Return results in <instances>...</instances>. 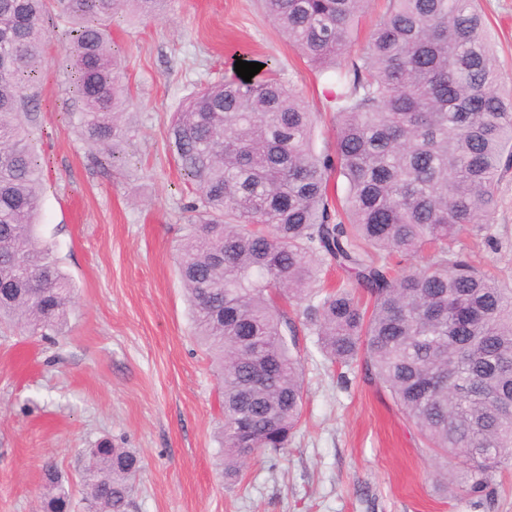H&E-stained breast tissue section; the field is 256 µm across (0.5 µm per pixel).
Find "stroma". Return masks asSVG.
<instances>
[{"mask_svg":"<svg viewBox=\"0 0 512 512\" xmlns=\"http://www.w3.org/2000/svg\"><path fill=\"white\" fill-rule=\"evenodd\" d=\"M512 91V0H477ZM33 138L45 173L39 234L75 287L67 328L46 340L0 325V512H39L46 463L79 489L84 449L111 439L141 459L130 512H512V466L485 500L445 492L440 458L387 393L332 366L312 337L302 425L288 448L221 474L222 418L210 361L191 332L176 263L195 195L165 144L168 120L234 57L267 62L302 89L321 119L314 147L336 130L325 79L289 45L260 0H168L161 15L117 17L112 47L131 93L122 168L106 169L68 120L74 111L64 25L49 19ZM491 240L466 254L512 286V168L498 183Z\"/></svg>","mask_w":512,"mask_h":512,"instance_id":"stroma-1","label":"stroma"}]
</instances>
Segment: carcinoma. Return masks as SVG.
Here are the masks:
<instances>
[{
    "label": "carcinoma",
    "instance_id": "obj_1",
    "mask_svg": "<svg viewBox=\"0 0 512 512\" xmlns=\"http://www.w3.org/2000/svg\"><path fill=\"white\" fill-rule=\"evenodd\" d=\"M260 2L329 75L336 139L315 150L313 113L275 75L213 84L168 126L166 146L198 192L177 260L194 336L219 377L222 474L239 479L297 431L302 327L328 360L363 362L447 463L446 487L460 480L486 497L512 464V288L458 247L470 233L491 239L487 218L512 165V93L501 91L485 19L475 0H388L365 51L349 57L368 0ZM53 3L69 27L79 132L114 165L130 97L109 22L152 17L164 0H0V320L31 337L63 330L74 306L38 237L42 173L29 131ZM425 251V265H407ZM326 266L350 278L328 289ZM140 471L133 450L103 441L85 449L78 503L46 466L42 512H129Z\"/></svg>",
    "mask_w": 512,
    "mask_h": 512
}]
</instances>
